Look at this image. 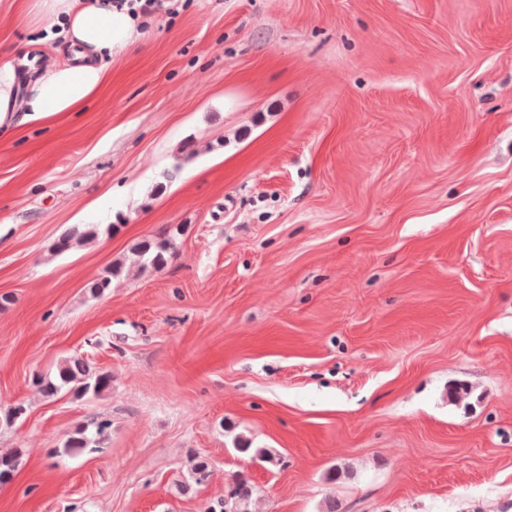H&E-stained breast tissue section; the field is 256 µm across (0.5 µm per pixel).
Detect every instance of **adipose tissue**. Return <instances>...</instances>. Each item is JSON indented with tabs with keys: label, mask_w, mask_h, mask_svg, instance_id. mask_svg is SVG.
I'll return each mask as SVG.
<instances>
[{
	"label": "adipose tissue",
	"mask_w": 512,
	"mask_h": 512,
	"mask_svg": "<svg viewBox=\"0 0 512 512\" xmlns=\"http://www.w3.org/2000/svg\"><path fill=\"white\" fill-rule=\"evenodd\" d=\"M24 6L43 35L0 61V128L78 111L107 86L108 58L141 37L128 9L114 0H24ZM58 40L68 44V57L40 63V53Z\"/></svg>",
	"instance_id": "1"
}]
</instances>
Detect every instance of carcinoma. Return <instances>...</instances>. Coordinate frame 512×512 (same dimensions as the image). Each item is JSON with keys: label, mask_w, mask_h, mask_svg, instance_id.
Returning a JSON list of instances; mask_svg holds the SVG:
<instances>
[{"label": "carcinoma", "mask_w": 512, "mask_h": 512, "mask_svg": "<svg viewBox=\"0 0 512 512\" xmlns=\"http://www.w3.org/2000/svg\"><path fill=\"white\" fill-rule=\"evenodd\" d=\"M116 229V224H86L81 228L77 227L62 235L55 242L53 251L63 254L94 241L102 234L109 235ZM178 236V228L170 227L154 237L133 244L128 259L113 263L87 284L91 297L103 296L112 288V281L124 275L133 273L139 276L148 271L165 268L175 257ZM32 384L47 398L55 397L62 392L75 398L97 397L112 387V374L92 368L83 356L76 354L62 361L55 375H34ZM108 428L107 422L99 421L75 429L64 443V452L69 455H80L97 450L105 440ZM22 456V450L18 448L0 453V484L12 480L21 465ZM211 476L212 467L209 460L204 456H195L189 477L181 484L182 491L187 493L196 486L205 485ZM254 493V484L240 478L229 489L227 497L218 502V508H213L210 512H248L247 505Z\"/></svg>", "instance_id": "carcinoma-1"}]
</instances>
